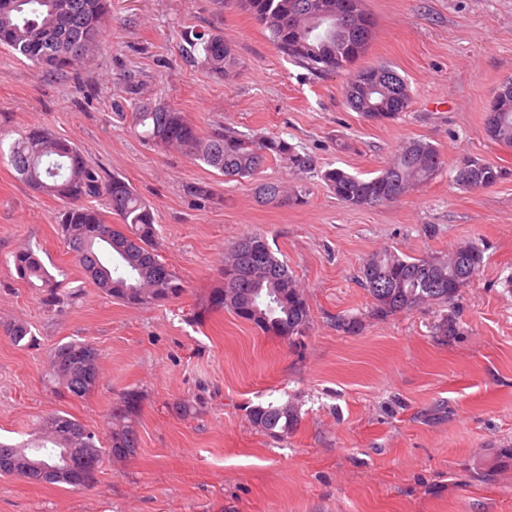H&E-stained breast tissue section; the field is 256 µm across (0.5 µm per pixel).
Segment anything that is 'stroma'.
I'll use <instances>...</instances> for the list:
<instances>
[{"instance_id":"35a3bbf8","label":"stroma","mask_w":512,"mask_h":512,"mask_svg":"<svg viewBox=\"0 0 512 512\" xmlns=\"http://www.w3.org/2000/svg\"><path fill=\"white\" fill-rule=\"evenodd\" d=\"M375 21L361 63L391 65L410 90L405 112L368 119L344 100L345 78L315 76L282 56L237 0H112L95 58L40 72L0 48V130L34 126L123 177L156 215L158 250L186 282L178 300L130 308L95 288L61 239L60 199L31 190L0 159V441L28 439L67 413L104 434L124 392L140 396L136 455L105 458L93 485L0 474V512H512V180L471 191L454 182L461 157L512 169L490 141L486 108L512 78V0H362ZM220 33L237 59L220 78L187 55L195 30ZM163 100L200 134L229 126L280 136L315 172L270 161L257 179H225L174 149L130 133L128 85ZM424 140L445 164L429 184L371 208L340 204L320 174L381 169ZM305 189L302 204L258 202L256 181ZM203 183L218 197L191 192ZM263 233L302 286L311 315L296 343L207 308L224 254ZM476 242L484 263L448 309L458 333H434L440 309L371 316L359 282L372 254L441 256ZM38 250L78 299L61 311L17 280L13 252ZM356 318L346 332L337 319ZM24 323L17 344L8 326ZM87 341L96 387L63 399L48 383L51 351ZM292 402L298 422L273 436L248 406ZM189 400L195 412H179Z\"/></svg>"}]
</instances>
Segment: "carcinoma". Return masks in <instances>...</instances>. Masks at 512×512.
I'll use <instances>...</instances> for the list:
<instances>
[{
	"label": "carcinoma",
	"mask_w": 512,
	"mask_h": 512,
	"mask_svg": "<svg viewBox=\"0 0 512 512\" xmlns=\"http://www.w3.org/2000/svg\"><path fill=\"white\" fill-rule=\"evenodd\" d=\"M254 20L269 33L276 49L313 75L346 76L347 104L372 120H388L408 108L405 80L389 65L360 67L373 35L374 22L361 0H240ZM111 0H0V47L26 58L39 69L65 72L92 60L110 16ZM189 53L219 77L231 75L237 58L224 37L210 30L187 37ZM131 133L160 149L177 147L192 159L228 178H249L270 159L292 172L313 170L311 156L280 136L246 135L218 127L208 135L177 109L136 100L131 103ZM487 136L512 146V92L490 105ZM9 162L28 186L65 203L58 230L89 281L105 295L132 308L170 302L186 291L184 280L159 259L156 217L131 184L105 175L73 144L39 127L18 133L9 147ZM440 150L430 142L405 144L375 175L361 177L341 168L320 173L336 199L348 207H373L396 202L410 190L429 183L442 169ZM512 177V170L481 159L463 157L456 166V183L479 190ZM255 195L263 203L287 206L302 200V191L280 181L261 182ZM103 198L119 224L112 225L88 205ZM483 263V251L459 246L441 257H402L385 249L360 268L361 285L371 312L388 317L423 304L445 306L471 281ZM17 279L39 289L48 310L72 300L41 257L31 247L12 253ZM210 310H227L261 332L296 341L306 335L310 318L307 301L287 264L273 253L258 232L234 241L224 257L220 284L209 295ZM438 336L457 335L452 314L435 324ZM98 353L92 344L69 341L51 356L49 383L63 398L86 396L98 379ZM139 396L123 393L106 415L107 445L96 433L69 416L43 420L35 438L22 444L0 441V468L10 474L38 479V470L53 468L49 483L86 487L95 482L104 457L129 458L139 445L136 418ZM250 422L272 434L286 433L298 422L288 401L270 400L248 407ZM78 454L82 469H70L63 456Z\"/></svg>",
	"instance_id": "carcinoma-1"
}]
</instances>
